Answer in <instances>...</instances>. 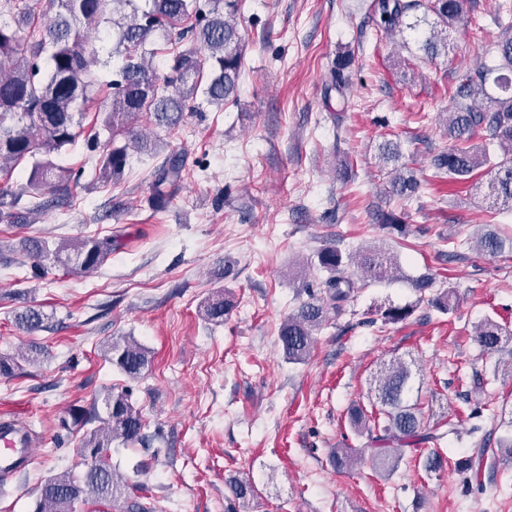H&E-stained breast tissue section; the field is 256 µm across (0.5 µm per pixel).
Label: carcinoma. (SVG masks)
I'll return each instance as SVG.
<instances>
[{
    "instance_id": "obj_1",
    "label": "carcinoma",
    "mask_w": 512,
    "mask_h": 512,
    "mask_svg": "<svg viewBox=\"0 0 512 512\" xmlns=\"http://www.w3.org/2000/svg\"><path fill=\"white\" fill-rule=\"evenodd\" d=\"M48 0L52 16L41 17L29 0H0V173L7 177L22 161L33 159L26 186L15 191L0 189V224L17 223L15 209L23 196L30 208L39 211L72 199V189L82 180L85 168L63 167L49 155L75 143L81 136L86 113L102 120L109 140L100 144L88 140V147L102 150L98 179L118 181L129 166V148L151 150L143 134L135 129L138 119L149 116L159 128L172 130L184 119L185 110L199 111L203 104L222 107L238 89L243 69V43L236 22L242 0ZM121 7L130 8L128 20L114 19ZM379 15V25L396 35L416 24L406 22L412 11L424 9L434 17L424 33L422 50L433 58L448 53V29L461 18L463 0H377L370 5ZM168 36L167 58L155 60L156 52L146 50L155 32ZM498 58L493 67L479 65L467 72L451 96L445 125L455 146L436 156L433 166L458 180L489 162L486 152L471 144L482 134L508 151L494 164L488 182L493 203L512 211V36H502L491 47ZM112 65V80L103 84L100 65ZM493 84L500 95L488 93ZM185 178L183 156L169 153L153 172V198L164 203L173 198ZM416 178L397 172L391 190L410 200L419 190ZM505 239L495 232L483 234L478 251L495 255L503 251ZM118 247L112 236L79 238L52 246L36 237L28 239L12 259L19 267L30 265L47 273L59 266L68 275L96 271ZM320 269L328 274L308 299L288 315L278 330L285 357L293 363L308 360L316 336L330 312L339 313L371 281L392 277L397 261L381 247H366L347 257L334 246L316 252ZM357 268L353 277L344 271V261ZM232 308L228 291L218 288L203 303L208 322L221 324ZM413 313V307L388 306L378 311L384 323H399ZM16 327L33 334L45 328V315L36 307L18 313ZM475 340L494 352L512 344V330L485 319L476 326ZM112 365L131 380L142 377L150 362L149 351L129 336H116L104 343ZM47 357L46 349L30 344L11 354L0 353V377L10 378L22 364L36 365ZM410 366L393 361L376 380L375 399L380 406L369 417L360 409L350 420L354 430L367 433L371 462L383 475H391L400 459L398 450L420 442H437L445 437L460 439L450 426L424 428L416 404ZM86 427L78 454L83 467L76 476L69 471L47 477L42 484L34 512H78V505L108 504L116 512H151L142 501H127V485L118 480L108 462L112 443L132 445L143 439V418L126 389H109L94 401L90 411L78 418ZM481 438L471 444V455L459 468L479 477L482 468L493 466L500 457H512V436L502 437L497 447ZM331 458L336 468L349 467L356 460L351 448H335ZM228 484L235 505L248 507L256 486L247 477L231 476Z\"/></svg>"
}]
</instances>
